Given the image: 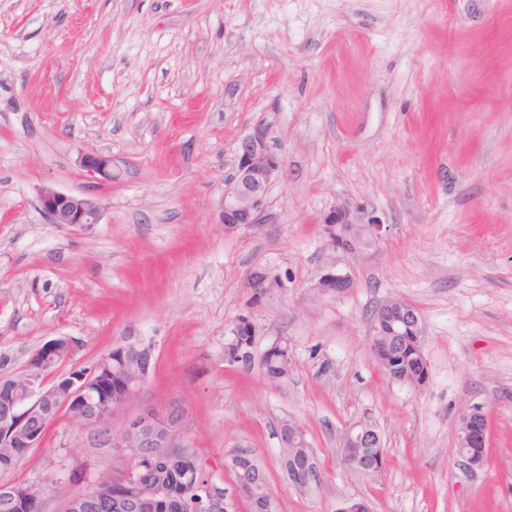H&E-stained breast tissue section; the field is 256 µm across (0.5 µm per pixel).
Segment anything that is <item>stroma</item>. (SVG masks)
<instances>
[{"instance_id": "obj_1", "label": "stroma", "mask_w": 512, "mask_h": 512, "mask_svg": "<svg viewBox=\"0 0 512 512\" xmlns=\"http://www.w3.org/2000/svg\"><path fill=\"white\" fill-rule=\"evenodd\" d=\"M258 123L284 170L267 221L228 232L224 180ZM85 154L111 157V182H89ZM44 187L96 198L99 223H47ZM343 202L384 224L363 253L325 244ZM258 268L277 278L260 296ZM329 270L353 288L318 291ZM389 298L422 318L423 389L370 356ZM243 316L255 357L288 340L280 386L225 363ZM65 337L85 367L151 346L128 415L182 403L175 445L227 486L225 462L252 455L277 512H512V0H0V354L18 369ZM472 404L490 424L473 472L456 462ZM366 413L378 480L340 461ZM288 420L319 467L307 490L280 463ZM113 461L62 420L11 478L73 489Z\"/></svg>"}]
</instances>
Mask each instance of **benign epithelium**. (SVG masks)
Instances as JSON below:
<instances>
[{"label": "benign epithelium", "instance_id": "7a95c632", "mask_svg": "<svg viewBox=\"0 0 512 512\" xmlns=\"http://www.w3.org/2000/svg\"><path fill=\"white\" fill-rule=\"evenodd\" d=\"M85 176L96 183L112 181V160L104 155L87 154L81 157ZM285 165L284 158L274 152L268 141L267 128L262 124L252 126L240 138L232 170L224 180V205L222 224L237 230L254 227L265 221L268 209L269 189ZM41 211L50 224L85 227L97 224L101 218V206L85 192L68 193L54 188L39 190ZM325 244L333 250L356 253L361 242L351 229H340V224H358L364 235L372 241L382 237L383 224L374 212L363 207L338 204L321 218ZM315 287L324 292H343L353 283L349 276L335 272L323 274ZM374 321L383 325L392 335L407 333L423 346V321L419 314L400 299L390 298L377 308ZM66 354L50 363L32 355L25 367L14 372L0 368V454L12 448H38L50 428L60 417H65L78 430L91 429L105 438L110 448H123L139 453L159 463L166 470L172 464L181 463L185 469V483L191 489L174 493L152 470L136 474L126 473L124 456L116 455L114 474L122 484L129 486L125 492L109 499L111 512H235L236 505L250 495L252 482L239 481L228 492L213 481L202 483L197 479V459L189 448L172 447V439L180 432L185 421V408L179 402L163 407H149L115 427V417L140 393L149 378L153 351L149 346L131 344L116 349L118 360L103 356L91 367H83L73 361L75 345L66 340ZM52 366V377L42 376L45 365ZM136 368L138 389L127 393L125 399L112 403L109 412L102 413L90 405L92 391L100 373L112 369L122 372ZM304 431L299 424L289 422L280 430L282 462L292 485L307 489L320 481V472L311 452L294 457L287 454L286 445L299 441ZM459 465L468 470L482 466V448L486 446L487 417L483 408L472 404L460 416L456 427ZM382 447L380 434L366 416L346 428L340 448L341 461L346 471L363 476H373L383 468L376 462L374 449ZM62 493L60 484L34 491V488L18 481L0 482V504L14 512H20L30 504L32 496L44 500L46 494ZM101 492L90 486L79 493L65 494V512H95Z\"/></svg>", "mask_w": 512, "mask_h": 512}]
</instances>
